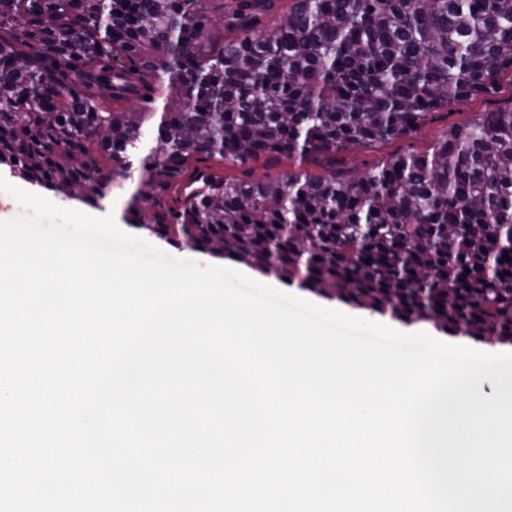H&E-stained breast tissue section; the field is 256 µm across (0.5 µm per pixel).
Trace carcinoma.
Instances as JSON below:
<instances>
[{"label": "carcinoma", "mask_w": 512, "mask_h": 512, "mask_svg": "<svg viewBox=\"0 0 512 512\" xmlns=\"http://www.w3.org/2000/svg\"><path fill=\"white\" fill-rule=\"evenodd\" d=\"M0 0V165L59 194L172 190L158 233L372 311L512 326V105L429 154L361 173L350 144L411 136L512 71V0ZM237 30L231 40L217 31ZM176 93L154 144L133 98ZM327 161L276 178L187 174L199 158ZM111 162L106 169L100 158ZM291 229L284 230V225ZM470 272H465V269ZM443 310H438V306Z\"/></svg>", "instance_id": "carcinoma-1"}]
</instances>
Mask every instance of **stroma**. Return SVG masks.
<instances>
[{
  "mask_svg": "<svg viewBox=\"0 0 512 512\" xmlns=\"http://www.w3.org/2000/svg\"><path fill=\"white\" fill-rule=\"evenodd\" d=\"M511 98L512 76L506 74L502 76L501 86L495 94L456 102L448 105V107L439 109L428 115L411 137L368 146L354 144L342 150L338 155V159L343 167L355 172H361L380 163L387 156L394 153H430L438 137L451 126L478 118L482 112L503 105L505 101ZM200 168L232 181L262 178L268 175L275 177L293 172L298 170L299 162L297 158L285 155L279 156L266 166L259 163L234 165L227 161L210 159L202 162ZM142 181V174L134 173L131 178L125 181L123 189L115 190L111 198L112 216L117 226L124 232L134 236L140 232L139 227L136 225L137 220H149L153 213L151 203L146 201L140 202L139 213H132L130 209L132 196L140 189ZM310 300L318 305L342 308L356 314H361V316L373 322L387 325L406 334L423 332L436 340L450 344L456 343L459 335L458 330L450 325L440 324L432 320L406 319L388 311L375 312L363 309L348 299L328 296L316 291L312 292Z\"/></svg>",
  "mask_w": 512,
  "mask_h": 512,
  "instance_id": "stroma-1",
  "label": "stroma"
}]
</instances>
